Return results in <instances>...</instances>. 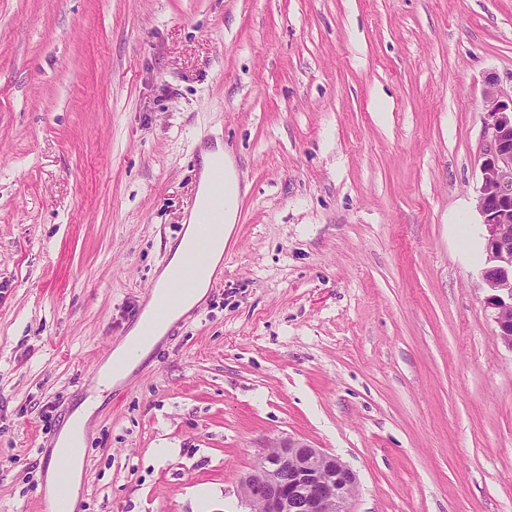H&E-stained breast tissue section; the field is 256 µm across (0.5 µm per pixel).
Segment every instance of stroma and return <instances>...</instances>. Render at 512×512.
Masks as SVG:
<instances>
[{
    "label": "stroma",
    "instance_id": "stroma-1",
    "mask_svg": "<svg viewBox=\"0 0 512 512\" xmlns=\"http://www.w3.org/2000/svg\"><path fill=\"white\" fill-rule=\"evenodd\" d=\"M492 89L512 0H0V512H38L218 145L243 192L215 284L101 399L76 512L204 484L250 512L288 435L354 470L355 512H512V351L451 231L485 234ZM95 408L96 403L88 399L82 408L71 417L66 428L55 442L54 459H69L63 451H69L72 448H80L83 453L86 441L83 429L92 417Z\"/></svg>",
    "mask_w": 512,
    "mask_h": 512
}]
</instances>
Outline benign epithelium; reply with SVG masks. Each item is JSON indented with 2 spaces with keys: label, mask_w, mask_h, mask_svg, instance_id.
I'll use <instances>...</instances> for the list:
<instances>
[{
  "label": "benign epithelium",
  "mask_w": 512,
  "mask_h": 512,
  "mask_svg": "<svg viewBox=\"0 0 512 512\" xmlns=\"http://www.w3.org/2000/svg\"><path fill=\"white\" fill-rule=\"evenodd\" d=\"M490 97L478 199L486 230L483 281L497 336L512 351V95ZM356 487L345 463L293 436L272 442L241 482L251 512H352Z\"/></svg>",
  "instance_id": "obj_1"
}]
</instances>
